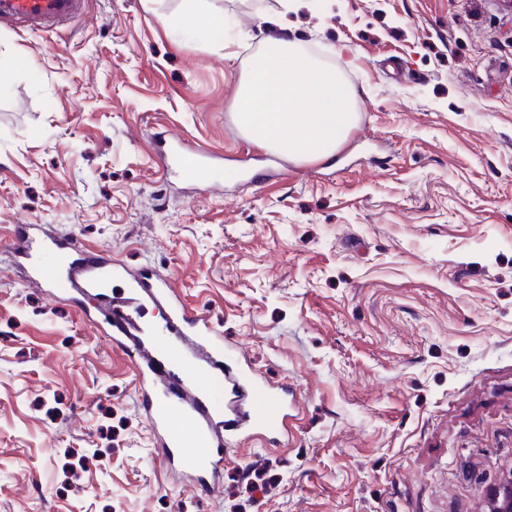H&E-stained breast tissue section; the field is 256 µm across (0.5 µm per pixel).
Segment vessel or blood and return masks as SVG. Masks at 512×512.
<instances>
[{
    "label": "vessel or blood",
    "instance_id": "b4317fda",
    "mask_svg": "<svg viewBox=\"0 0 512 512\" xmlns=\"http://www.w3.org/2000/svg\"><path fill=\"white\" fill-rule=\"evenodd\" d=\"M83 6L84 0H0V24L41 30L73 21ZM156 156L166 173L179 174L198 194L223 178V159L175 136L158 138ZM14 248L32 279L51 295L68 296L113 349L128 355L155 445L194 490L210 493L241 444L287 428L294 398L288 385L253 374L239 348L184 304L168 272L128 266L39 224L16 225ZM117 280L128 285L119 297L112 292ZM148 304L163 312L153 326L141 320Z\"/></svg>",
    "mask_w": 512,
    "mask_h": 512
}]
</instances>
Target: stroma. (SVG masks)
<instances>
[{
	"mask_svg": "<svg viewBox=\"0 0 512 512\" xmlns=\"http://www.w3.org/2000/svg\"><path fill=\"white\" fill-rule=\"evenodd\" d=\"M87 0L0 25V512H483L512 470V7L504 0ZM357 92L331 157L295 163L232 119L280 21ZM30 57L35 71L15 67ZM225 158L189 198L153 135ZM286 168L253 182L237 163ZM44 224L169 271L253 370L294 388L203 495L164 465L127 355L5 245ZM192 2L183 17L182 28L190 35L199 36L215 45H224L227 23L223 11L211 9L208 0H187Z\"/></svg>",
	"mask_w": 512,
	"mask_h": 512,
	"instance_id": "stroma-1",
	"label": "stroma"
}]
</instances>
